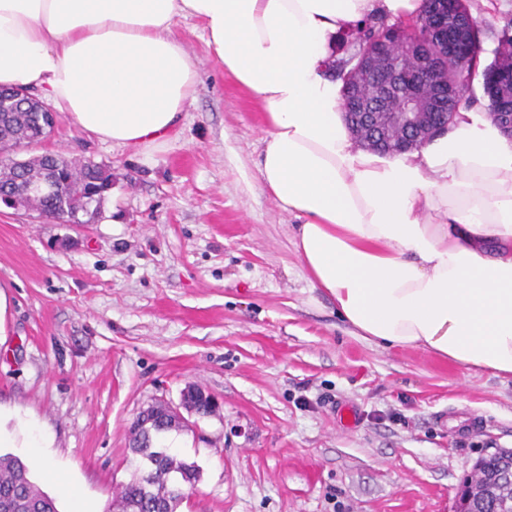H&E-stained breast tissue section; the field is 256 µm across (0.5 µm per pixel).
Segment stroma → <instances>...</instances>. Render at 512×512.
I'll return each mask as SVG.
<instances>
[{
  "mask_svg": "<svg viewBox=\"0 0 512 512\" xmlns=\"http://www.w3.org/2000/svg\"><path fill=\"white\" fill-rule=\"evenodd\" d=\"M162 146L120 147L60 117L36 154L93 160L114 190L91 224L0 207V419L48 438L71 512H104L136 471L130 426L159 401L196 465L178 512H453L475 463L512 449V379L354 334L294 245L295 216L258 184L264 106L209 52ZM191 386L216 410H184ZM355 414L344 427L340 406Z\"/></svg>",
  "mask_w": 512,
  "mask_h": 512,
  "instance_id": "1",
  "label": "stroma"
}]
</instances>
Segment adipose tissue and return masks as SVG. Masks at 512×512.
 <instances>
[{
  "label": "adipose tissue",
  "mask_w": 512,
  "mask_h": 512,
  "mask_svg": "<svg viewBox=\"0 0 512 512\" xmlns=\"http://www.w3.org/2000/svg\"><path fill=\"white\" fill-rule=\"evenodd\" d=\"M423 0H0V87L38 91L117 146L166 142L209 51L265 107L264 192L299 218L296 252L357 335L512 376V140L478 109L400 155L361 149L328 67L338 34Z\"/></svg>",
  "instance_id": "1"
}]
</instances>
